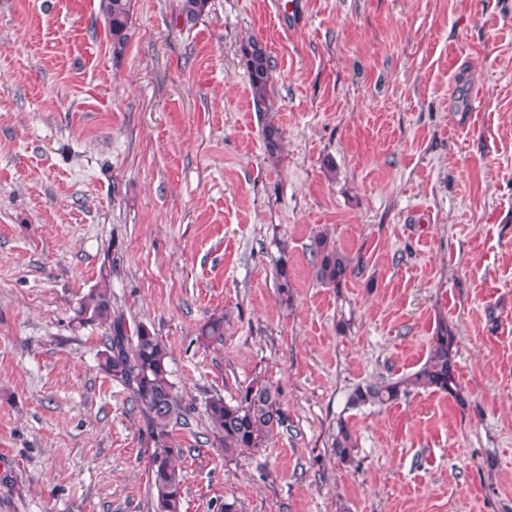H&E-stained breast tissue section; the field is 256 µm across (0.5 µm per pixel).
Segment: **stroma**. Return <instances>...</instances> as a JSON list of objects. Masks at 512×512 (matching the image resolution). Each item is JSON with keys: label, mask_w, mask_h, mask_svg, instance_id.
Instances as JSON below:
<instances>
[{"label": "stroma", "mask_w": 512, "mask_h": 512, "mask_svg": "<svg viewBox=\"0 0 512 512\" xmlns=\"http://www.w3.org/2000/svg\"><path fill=\"white\" fill-rule=\"evenodd\" d=\"M302 2L187 24L131 0L117 51L99 0H0V512L155 510L145 418L99 365L105 327L74 319L102 282L190 407L183 512H512V0ZM319 233L353 260L341 287L314 277ZM441 324L458 396L350 405ZM256 377L288 427L232 460L205 402ZM242 53L246 59L253 98L258 103L265 100L272 77L270 57L262 45L254 40L242 46ZM332 448L336 458L340 462L349 464L354 462L355 440L345 421L341 420L336 425Z\"/></svg>", "instance_id": "35a3bbf8"}]
</instances>
